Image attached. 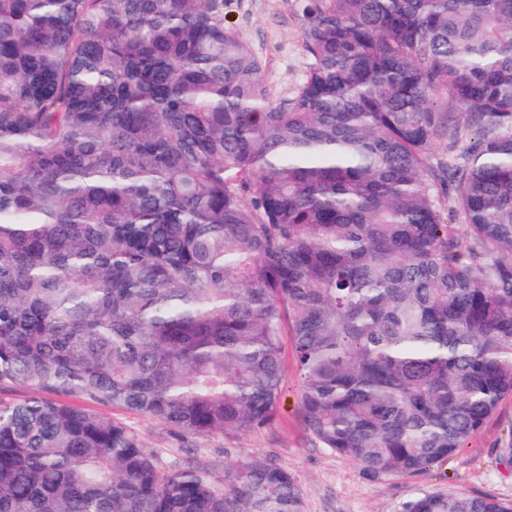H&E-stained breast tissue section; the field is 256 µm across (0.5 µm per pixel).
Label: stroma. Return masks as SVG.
Listing matches in <instances>:
<instances>
[{
    "instance_id": "1",
    "label": "stroma",
    "mask_w": 512,
    "mask_h": 512,
    "mask_svg": "<svg viewBox=\"0 0 512 512\" xmlns=\"http://www.w3.org/2000/svg\"><path fill=\"white\" fill-rule=\"evenodd\" d=\"M225 20L262 60L273 97H291L307 72L301 16L294 0H229ZM300 393L294 367L286 365L274 424L247 434L198 438L173 433L123 409L110 408L106 414L134 429L147 448L160 451L169 461L192 449L219 466L251 456L273 458L295 480L305 512H399L407 498L435 491L512 501V461L502 454L512 428V396L500 401L496 413L459 452L415 472L373 479L352 460L323 448L308 431Z\"/></svg>"
}]
</instances>
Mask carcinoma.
Returning a JSON list of instances; mask_svg holds the SVG:
<instances>
[{"label": "carcinoma", "mask_w": 512, "mask_h": 512, "mask_svg": "<svg viewBox=\"0 0 512 512\" xmlns=\"http://www.w3.org/2000/svg\"><path fill=\"white\" fill-rule=\"evenodd\" d=\"M296 6L279 102L224 0H0V512H305L272 458L169 465L97 412L267 428L286 336L374 478L512 395V0Z\"/></svg>", "instance_id": "cac0c4a2"}]
</instances>
